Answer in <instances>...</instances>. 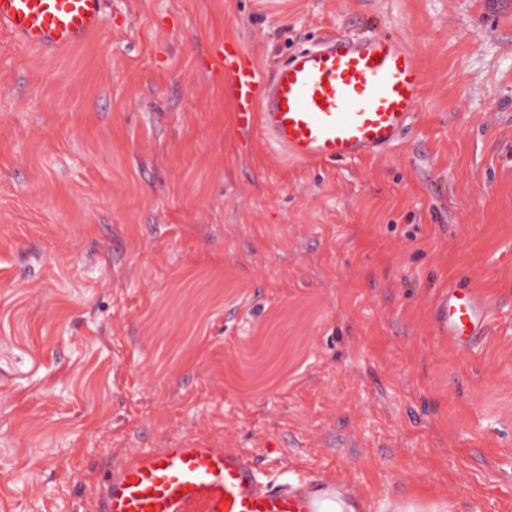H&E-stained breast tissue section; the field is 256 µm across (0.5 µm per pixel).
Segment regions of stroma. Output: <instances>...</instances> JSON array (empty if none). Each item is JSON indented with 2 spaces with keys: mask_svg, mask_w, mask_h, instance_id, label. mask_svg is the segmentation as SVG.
Wrapping results in <instances>:
<instances>
[{
  "mask_svg": "<svg viewBox=\"0 0 512 512\" xmlns=\"http://www.w3.org/2000/svg\"><path fill=\"white\" fill-rule=\"evenodd\" d=\"M403 38V142L286 161L234 121L323 36ZM473 354L434 328L459 279ZM363 512H512V0H109L48 58L0 33V512H93L106 467L185 441ZM434 317L440 336L454 348L472 352L490 334L492 306L477 289L451 283L437 302Z\"/></svg>",
  "mask_w": 512,
  "mask_h": 512,
  "instance_id": "stroma-1",
  "label": "stroma"
}]
</instances>
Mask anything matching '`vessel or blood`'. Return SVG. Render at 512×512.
I'll list each match as a JSON object with an SVG mask.
<instances>
[{"label": "vessel or blood", "mask_w": 512, "mask_h": 512, "mask_svg": "<svg viewBox=\"0 0 512 512\" xmlns=\"http://www.w3.org/2000/svg\"><path fill=\"white\" fill-rule=\"evenodd\" d=\"M104 0H0V31L44 55L97 32ZM237 127L264 134L289 158L317 164L375 155L403 138L425 75L407 43L379 32L333 33L294 52L271 78L233 46L217 47ZM439 335L470 352L489 336L492 306L449 284L435 312ZM96 512H319L307 493L265 484L247 453L185 445L152 448L108 467Z\"/></svg>", "instance_id": "obj_1"}]
</instances>
